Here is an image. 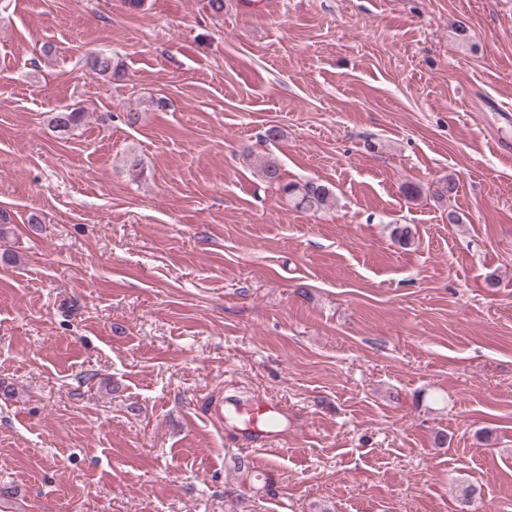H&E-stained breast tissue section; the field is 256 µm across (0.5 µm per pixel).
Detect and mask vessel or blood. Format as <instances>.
I'll return each instance as SVG.
<instances>
[{
  "label": "vessel or blood",
  "mask_w": 512,
  "mask_h": 512,
  "mask_svg": "<svg viewBox=\"0 0 512 512\" xmlns=\"http://www.w3.org/2000/svg\"><path fill=\"white\" fill-rule=\"evenodd\" d=\"M286 414L287 409L281 402L263 398L249 403L233 400L226 405L215 404L209 409L207 417L219 428L223 427L225 420H242V446L262 450L277 440L279 423Z\"/></svg>",
  "instance_id": "1"
}]
</instances>
